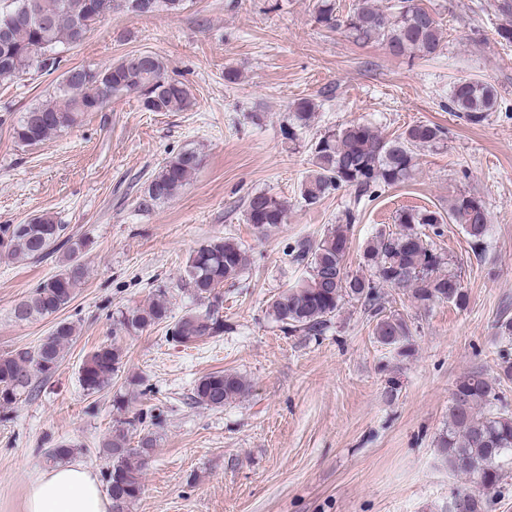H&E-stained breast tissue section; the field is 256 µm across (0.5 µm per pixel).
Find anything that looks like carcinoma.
<instances>
[{"label":"carcinoma","mask_w":512,"mask_h":512,"mask_svg":"<svg viewBox=\"0 0 512 512\" xmlns=\"http://www.w3.org/2000/svg\"><path fill=\"white\" fill-rule=\"evenodd\" d=\"M12 7L0 11V78H12L32 70L51 74L59 69L57 49L80 45L101 19L114 10L137 15L167 11L178 14L185 0H11ZM500 18L498 36L512 42V0H495ZM316 21L328 29L341 30L359 44L379 43L393 57H432L445 42V32L434 12L422 0H398L392 9H382L375 0H354L346 14L339 13L336 0H315ZM56 100L29 108L13 128L14 138L27 146L47 142L53 135L75 125L87 112H97L122 94L136 93L147 112H181L193 104L192 93L182 81L167 74L153 54H128L101 69L74 67L61 75ZM451 111L479 123L495 111L498 96L488 83L457 79L449 87ZM316 104L301 98L293 104L283 127L288 141L315 118ZM442 127L430 123L408 126L396 137L383 136L370 123L351 122L326 130L311 145L312 170L301 183V198L315 204L340 188L354 191L356 200L371 198L381 187L410 179L416 151L444 140ZM201 156L192 149L165 159L137 198V209L149 212L175 197L200 166ZM288 204L269 192L248 196L244 213L254 231L287 221ZM462 226L473 248L484 243L489 232V212L484 202L461 193L448 208V215L428 209H404L397 214L399 229L381 233L362 255L370 270L365 277L347 271L350 225L355 215L347 211L345 223L336 224L318 241L301 240L288 256L309 265L301 283L282 292L270 304L271 315L290 333L320 336L327 331L342 301L351 298L368 307L376 319L377 340L406 353L411 336L406 320L385 315L379 305V289L406 288L414 301L426 306L436 301L465 305L467 293L457 274L442 272L443 258L425 240V230L442 234L446 221ZM67 225L42 214L24 224L0 226V253L17 261L35 262L65 250L61 269L41 281L13 309L18 321L53 315L65 309L85 279L81 263L84 244L66 234ZM247 264L246 250L232 238L215 237L192 251L186 265L185 286L195 300L206 303L203 311H188L169 329L171 338L184 346L224 334L220 309L224 283L238 279ZM170 319L169 291L157 288L148 305L121 313L119 330L130 335ZM74 325L57 322L47 336L32 348L0 355V408L16 404L36 389L38 380L50 378L58 369L65 348L73 341ZM123 361L117 343L99 346L83 361L79 381L87 393H98L112 385ZM246 381L235 373L213 372L195 384L192 401L218 409L243 397ZM501 397L479 373L461 377L452 393L448 431L438 440L443 461L461 479L452 493L448 512H487L500 484L512 470V413L497 406ZM157 440L154 433L140 430L136 420L112 426L102 443L110 465L104 474L112 512H130L143 489L146 470Z\"/></svg>","instance_id":"1"}]
</instances>
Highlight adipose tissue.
<instances>
[{"label": "adipose tissue", "mask_w": 512, "mask_h": 512, "mask_svg": "<svg viewBox=\"0 0 512 512\" xmlns=\"http://www.w3.org/2000/svg\"><path fill=\"white\" fill-rule=\"evenodd\" d=\"M20 512H112L94 472L80 462L33 474Z\"/></svg>", "instance_id": "obj_1"}]
</instances>
